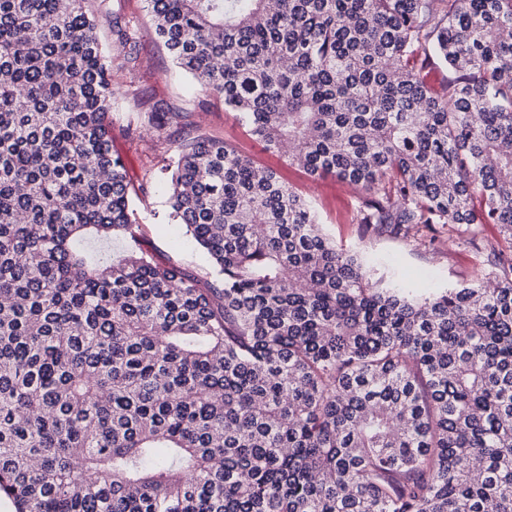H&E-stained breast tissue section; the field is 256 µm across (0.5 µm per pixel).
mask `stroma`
<instances>
[{
  "mask_svg": "<svg viewBox=\"0 0 512 512\" xmlns=\"http://www.w3.org/2000/svg\"><path fill=\"white\" fill-rule=\"evenodd\" d=\"M88 9L101 21L99 35L119 92L112 106V152L123 161L136 190L133 204L138 224L159 261L178 265L204 281H215L201 248L185 227L168 220L169 167L186 136L202 132L224 141L256 165L275 170L280 178L313 206L323 232L342 248L359 252L374 277L399 286L447 288L470 279L485 266L486 256L471 246L441 239L413 242L366 230L349 216L364 191L336 178L313 179L284 158L266 151L251 137L237 113L225 110L219 95L210 93L173 64L155 32L144 0H89ZM135 20L138 61L121 70V47L112 34V20ZM160 104L176 107L181 116L169 129L156 131L148 115Z\"/></svg>",
  "mask_w": 512,
  "mask_h": 512,
  "instance_id": "obj_1",
  "label": "stroma"
}]
</instances>
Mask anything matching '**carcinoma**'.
<instances>
[{
	"mask_svg": "<svg viewBox=\"0 0 512 512\" xmlns=\"http://www.w3.org/2000/svg\"><path fill=\"white\" fill-rule=\"evenodd\" d=\"M86 2L0 0L14 512H512V0H144L250 135L366 190L355 223L493 255L420 293L372 281L274 170L205 136L174 161L170 217L219 284L158 261ZM112 32L134 62L136 31Z\"/></svg>",
	"mask_w": 512,
	"mask_h": 512,
	"instance_id": "carcinoma-1",
	"label": "carcinoma"
}]
</instances>
